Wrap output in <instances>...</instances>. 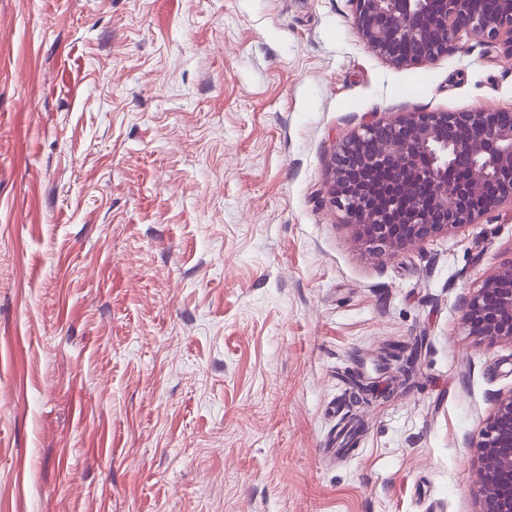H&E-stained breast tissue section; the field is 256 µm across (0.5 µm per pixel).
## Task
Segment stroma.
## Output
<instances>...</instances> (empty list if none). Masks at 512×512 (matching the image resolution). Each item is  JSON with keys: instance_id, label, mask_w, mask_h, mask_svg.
<instances>
[{"instance_id": "35a3bbf8", "label": "stroma", "mask_w": 512, "mask_h": 512, "mask_svg": "<svg viewBox=\"0 0 512 512\" xmlns=\"http://www.w3.org/2000/svg\"><path fill=\"white\" fill-rule=\"evenodd\" d=\"M475 109L500 47L396 67L350 0H0V512H477L512 214L375 259L326 195L363 124ZM462 321L479 340L512 343V259L463 301Z\"/></svg>"}]
</instances>
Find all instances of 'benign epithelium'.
<instances>
[{
  "mask_svg": "<svg viewBox=\"0 0 512 512\" xmlns=\"http://www.w3.org/2000/svg\"><path fill=\"white\" fill-rule=\"evenodd\" d=\"M362 41L394 66L425 64L462 35L512 57V0H350ZM327 195L364 250L394 256L429 239L512 212V111L399 112L336 146ZM470 335L512 342V258L463 301ZM479 512H512V389L498 394L475 442Z\"/></svg>",
  "mask_w": 512,
  "mask_h": 512,
  "instance_id": "7a95c632",
  "label": "benign epithelium"
}]
</instances>
